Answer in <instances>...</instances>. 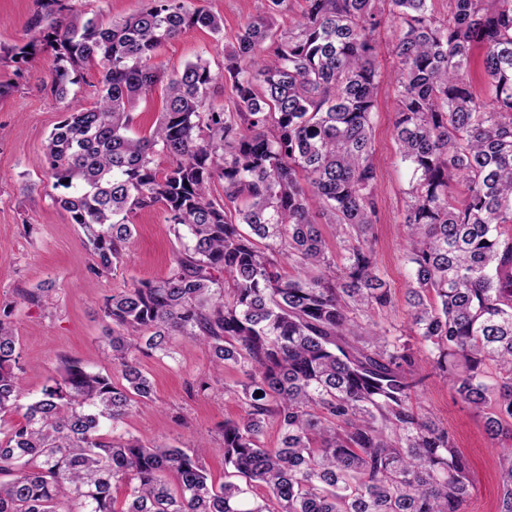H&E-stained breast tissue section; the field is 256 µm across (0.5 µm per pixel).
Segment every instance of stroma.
<instances>
[{"mask_svg": "<svg viewBox=\"0 0 512 512\" xmlns=\"http://www.w3.org/2000/svg\"><path fill=\"white\" fill-rule=\"evenodd\" d=\"M149 0H71L70 23L95 17L110 25L145 8ZM187 10H205L224 22L221 35L190 29L167 42L155 63L164 72L182 69L196 58L212 68L224 65V50L245 21L273 17L283 27L299 14L303 0H285L272 11L271 0H182ZM37 10L36 0H0V82L16 81L8 95L0 97V308L13 310L12 320L19 339L21 400L39 395L48 379L56 376L61 360L77 359L91 369L116 375L106 355V332L112 323L102 306L112 291L135 281L165 277L170 259L180 247L162 208L138 212L136 232L125 259L111 272L95 275L93 259L84 245L79 225L57 209L47 175L45 141L62 119L66 105L92 101L99 78L98 67L84 70L82 81L70 88L67 101L51 91L53 56L41 52L23 66L15 78L10 48L27 42L29 23ZM395 92L382 83L373 114L372 138L378 169L380 219L374 226L372 246L376 265L389 284L392 304L376 312L375 320L391 334L405 333L409 325L406 290L410 266L405 259L402 222L412 173L399 154L394 132ZM53 282L52 304L24 302L23 292L44 282ZM153 386V403L136 409L119 423L118 434L137 437L158 445L192 450L198 444L210 448L206 467L216 482L224 480V457L219 450L226 420L241 412L239 401L219 389L198 390L210 374L207 350L188 337L177 338L171 356L154 354L140 359ZM418 396L437 422L447 427L458 448L470 461L474 485L468 512H495L499 497L497 472L501 449L485 434L483 419L464 404L449 385L428 381Z\"/></svg>", "mask_w": 512, "mask_h": 512, "instance_id": "stroma-1", "label": "stroma"}]
</instances>
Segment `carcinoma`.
Segmentation results:
<instances>
[{
  "mask_svg": "<svg viewBox=\"0 0 512 512\" xmlns=\"http://www.w3.org/2000/svg\"><path fill=\"white\" fill-rule=\"evenodd\" d=\"M37 2L34 36L14 61L51 50L61 101L86 66H100L95 101L66 110L44 145L64 189L51 200L82 229L91 271L122 261L144 209L163 206L186 243L166 278L106 299L119 381L64 359L22 404L18 338L11 310L0 312V419L22 412L0 438V512H468L469 463L418 401L419 355L483 415L491 439L512 442V0H448L440 17L432 0H304L285 29L250 20L220 71L199 57L167 76L147 137L129 131L161 79L159 50L187 29L219 35L222 19L150 0L107 27L65 26L67 0ZM385 20L398 30L387 75L374 38ZM478 48L489 101L465 76ZM386 79L412 170L405 338L372 320L391 303L370 239L371 117ZM218 84L233 107L214 101ZM217 183L220 203L210 199ZM315 209L336 228L337 260ZM22 298L46 304L52 288ZM177 336L208 350L215 383L231 365L245 376L242 390L224 387L242 413L224 422L218 486L203 449L103 432L152 401L134 353L168 357ZM271 423L281 440L269 447ZM500 466L498 512H512L511 447ZM118 483L128 489L119 511Z\"/></svg>",
  "mask_w": 512,
  "mask_h": 512,
  "instance_id": "obj_1",
  "label": "carcinoma"
}]
</instances>
